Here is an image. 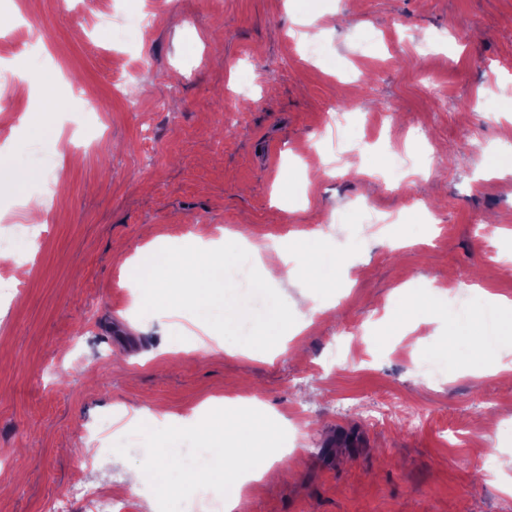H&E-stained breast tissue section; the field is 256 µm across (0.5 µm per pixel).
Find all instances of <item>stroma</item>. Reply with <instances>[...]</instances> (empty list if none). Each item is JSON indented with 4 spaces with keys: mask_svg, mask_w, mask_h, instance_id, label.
<instances>
[{
    "mask_svg": "<svg viewBox=\"0 0 512 512\" xmlns=\"http://www.w3.org/2000/svg\"><path fill=\"white\" fill-rule=\"evenodd\" d=\"M20 3L57 103L47 121L43 85L0 98V149L32 173L16 188L0 170V219L46 180L56 200L42 252L15 245L35 263L23 297L0 307V512H43L97 465L103 494L125 493L142 438L75 456L87 429L159 408L198 421L228 397L287 432L293 476L251 483L248 512H512V475L480 466L512 454L496 372L512 347L478 361L470 343L512 301V173L483 168L512 128V0H113L153 11L133 38L84 0ZM340 150L363 175L308 169ZM228 232L266 245L263 275L309 244L335 255L328 287L275 285L301 335L208 353L200 338L221 337L196 316L141 314L140 248ZM436 293L447 312H407Z\"/></svg>",
    "mask_w": 512,
    "mask_h": 512,
    "instance_id": "1",
    "label": "stroma"
}]
</instances>
